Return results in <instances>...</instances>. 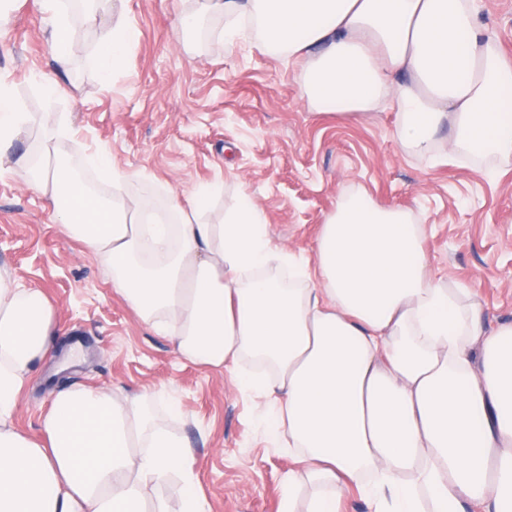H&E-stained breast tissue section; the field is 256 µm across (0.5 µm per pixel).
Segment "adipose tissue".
I'll use <instances>...</instances> for the list:
<instances>
[{
  "mask_svg": "<svg viewBox=\"0 0 512 512\" xmlns=\"http://www.w3.org/2000/svg\"><path fill=\"white\" fill-rule=\"evenodd\" d=\"M58 68L72 56L58 0H34ZM257 48L305 58L302 99L353 119L396 112L402 147L433 158L440 129L455 153L512 162V62L478 22L479 0H207ZM136 32L103 31L102 76ZM0 79V174L22 176L69 236L112 271V286L177 355L234 372L261 398L266 438L294 449L279 512H338L348 482L371 512H512V321L488 327L473 288L433 271L409 212L343 191L314 261L273 244L240 193L223 223L170 198L165 213L91 198L64 158L16 153L35 125ZM58 311L38 288L0 275V512H168L147 490L180 477L181 512H208L186 444L147 397L59 388L43 442L18 432V395L52 349ZM265 369L236 370L242 358Z\"/></svg>",
  "mask_w": 512,
  "mask_h": 512,
  "instance_id": "adipose-tissue-1",
  "label": "adipose tissue"
}]
</instances>
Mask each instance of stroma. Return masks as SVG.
Returning a JSON list of instances; mask_svg holds the SVG:
<instances>
[{
  "mask_svg": "<svg viewBox=\"0 0 512 512\" xmlns=\"http://www.w3.org/2000/svg\"><path fill=\"white\" fill-rule=\"evenodd\" d=\"M202 0H121L137 33L110 80L94 63L102 27L71 16L77 43L68 70L46 48L49 30L28 0H13L0 36V78L17 102L43 115L14 145L82 164L106 155L127 177L128 203L151 196L187 200L216 190L200 219L220 224L239 193L252 194L278 243L313 257L340 192H366L382 207L411 211L424 229L431 267L471 284L489 325L512 321V163L458 158L440 143L433 161L402 148L396 113L355 120L311 109L300 98L304 63H287L242 41L227 46L226 20L213 14L205 36L184 16ZM479 21L512 58V0H481ZM0 268L41 289L64 331L56 350L18 397L14 423L35 437L55 387L103 386L115 398L166 391L179 412L168 428L190 447L197 491L209 512H279L288 451L258 427L260 400L233 389L229 373L180 359L112 288L101 259L60 229L45 199L22 177L0 176Z\"/></svg>",
  "mask_w": 512,
  "mask_h": 512,
  "instance_id": "35a3bbf8",
  "label": "stroma"
}]
</instances>
